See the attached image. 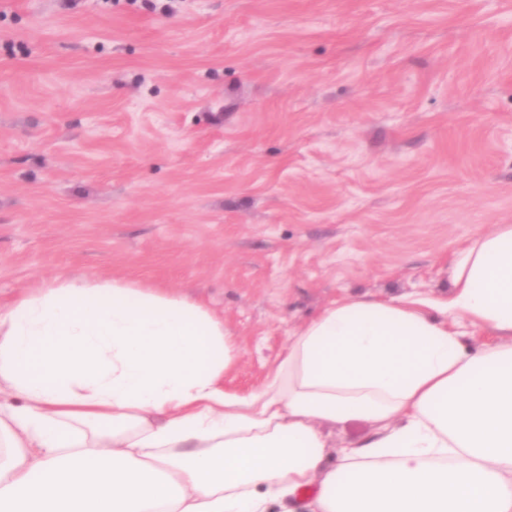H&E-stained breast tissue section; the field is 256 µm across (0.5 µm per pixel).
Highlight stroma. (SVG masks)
Listing matches in <instances>:
<instances>
[{
	"label": "stroma",
	"mask_w": 512,
	"mask_h": 512,
	"mask_svg": "<svg viewBox=\"0 0 512 512\" xmlns=\"http://www.w3.org/2000/svg\"><path fill=\"white\" fill-rule=\"evenodd\" d=\"M512 224V0H0V305L223 314L243 396L332 301L448 294Z\"/></svg>",
	"instance_id": "1"
}]
</instances>
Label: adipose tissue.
Segmentation results:
<instances>
[{
	"mask_svg": "<svg viewBox=\"0 0 512 512\" xmlns=\"http://www.w3.org/2000/svg\"><path fill=\"white\" fill-rule=\"evenodd\" d=\"M439 319L333 302L265 382L205 304L120 278L53 282L0 310V512H512V224L457 247ZM472 335L495 344L474 349ZM366 443L325 467L324 425Z\"/></svg>",
	"mask_w": 512,
	"mask_h": 512,
	"instance_id": "adipose-tissue-1",
	"label": "adipose tissue"
}]
</instances>
